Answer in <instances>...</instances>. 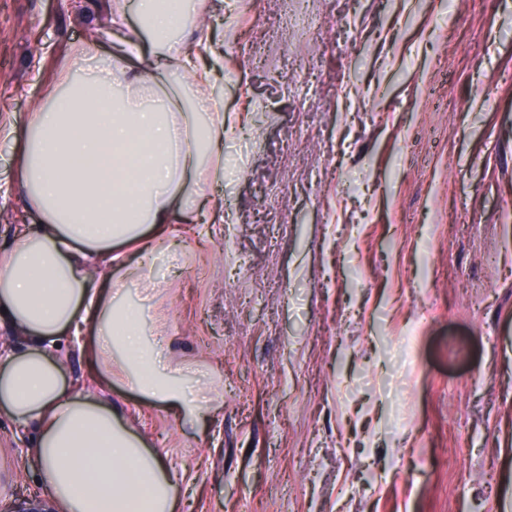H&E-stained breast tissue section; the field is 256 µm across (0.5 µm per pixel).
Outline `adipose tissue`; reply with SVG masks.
<instances>
[{
    "label": "adipose tissue",
    "mask_w": 512,
    "mask_h": 512,
    "mask_svg": "<svg viewBox=\"0 0 512 512\" xmlns=\"http://www.w3.org/2000/svg\"><path fill=\"white\" fill-rule=\"evenodd\" d=\"M192 0H138L149 40L122 31L108 58L121 79L85 76L86 52L33 117L9 124L21 145L19 181L39 223L20 225L0 252V324L27 336L23 350L0 346V408L36 433L42 482L61 512H175L177 486L163 456L133 433L102 397L67 385L58 349L64 333L92 325L88 360L98 372L120 367L124 381L184 418L209 405L192 397L180 368L163 359L165 339L144 333L145 309L131 293L154 289L152 258L169 241L173 217L224 204L205 189L224 167L229 129L205 89L210 29L187 37ZM148 71L132 73L143 58ZM140 245L111 293L95 286L93 263L122 261Z\"/></svg>",
    "instance_id": "1"
}]
</instances>
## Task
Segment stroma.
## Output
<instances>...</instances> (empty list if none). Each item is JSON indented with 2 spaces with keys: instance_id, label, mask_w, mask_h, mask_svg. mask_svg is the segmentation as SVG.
<instances>
[{
  "instance_id": "stroma-1",
  "label": "stroma",
  "mask_w": 512,
  "mask_h": 512,
  "mask_svg": "<svg viewBox=\"0 0 512 512\" xmlns=\"http://www.w3.org/2000/svg\"><path fill=\"white\" fill-rule=\"evenodd\" d=\"M224 45L220 224L176 223L145 333L184 420L90 370L166 459L180 512H512V0H199ZM135 0H0V118L25 119ZM317 35L260 31L284 9ZM0 137V248L35 224ZM0 412V507L50 501Z\"/></svg>"
}]
</instances>
